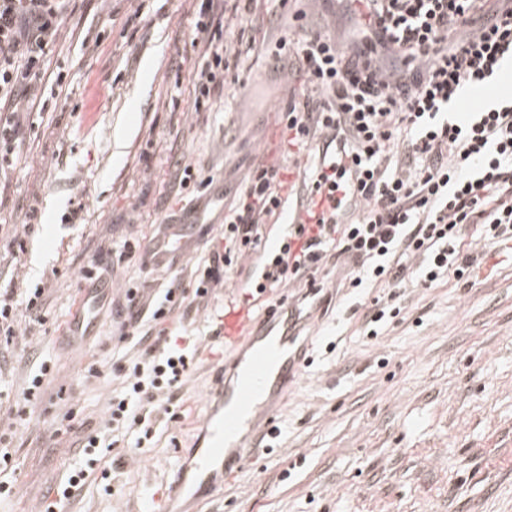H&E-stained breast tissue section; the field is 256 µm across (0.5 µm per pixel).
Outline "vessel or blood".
Listing matches in <instances>:
<instances>
[{"mask_svg":"<svg viewBox=\"0 0 512 512\" xmlns=\"http://www.w3.org/2000/svg\"><path fill=\"white\" fill-rule=\"evenodd\" d=\"M217 322L223 344L238 349L233 376L225 378L223 369H216L201 419V445L188 466L178 470L156 512H186L182 502L196 488L215 495L227 468L243 466L254 448L275 438L274 404L304 358L301 322L287 302L265 307L250 295L243 304L226 303Z\"/></svg>","mask_w":512,"mask_h":512,"instance_id":"b4317fda","label":"vessel or blood"}]
</instances>
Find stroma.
<instances>
[{
    "mask_svg": "<svg viewBox=\"0 0 512 512\" xmlns=\"http://www.w3.org/2000/svg\"><path fill=\"white\" fill-rule=\"evenodd\" d=\"M338 0H254L256 28L246 39L287 32L296 10L340 27ZM189 0H72L62 40L46 64L47 79L64 74L57 105L33 107L23 133L25 168L0 185V225H22L37 208L39 226L12 262L0 238V289L49 282L48 321L35 343L16 345L0 360L12 399H20L36 358H56L54 379L18 431L12 450L14 485L0 512H44L56 487L81 461L71 432L98 429L125 358L112 354V304L121 285L147 294L177 280L193 283L186 266L207 255L223 231L222 204L181 193L174 157L238 190L280 147L287 92L258 96L269 58L251 51L212 110L193 109V70L202 50L192 41ZM100 35L99 44L86 35ZM152 69H144V61ZM84 221L65 223L73 208ZM185 212L203 218L187 242L172 243L165 270L143 255L115 263L117 285L104 297L93 336L69 335L84 293L81 270L101 245L126 235L148 246L165 220ZM466 281L393 288L399 317L378 336L361 326L378 291L335 289L319 295L284 288L302 311L308 358L277 407L280 437L255 449L242 471L226 475L207 512H512V241L477 247ZM180 345L202 350L181 397L180 417L155 426L151 448L122 449L112 482L89 475L65 512H151L166 496L184 454L199 437L213 385V354L232 356L215 342L216 322L186 319ZM77 415L70 432L58 418Z\"/></svg>",
    "mask_w": 512,
    "mask_h": 512,
    "instance_id": "1",
    "label": "stroma"
}]
</instances>
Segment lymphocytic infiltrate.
I'll return each mask as SVG.
<instances>
[{"instance_id": "obj_1", "label": "lymphocytic infiltrate", "mask_w": 512, "mask_h": 512, "mask_svg": "<svg viewBox=\"0 0 512 512\" xmlns=\"http://www.w3.org/2000/svg\"><path fill=\"white\" fill-rule=\"evenodd\" d=\"M214 0H194L193 36L205 48L194 73V108L211 109L238 68L250 13L231 7L215 18ZM359 41L346 44L308 27L267 43L281 74L302 80L282 120L280 162L257 165L224 216L223 247L193 267L194 289L167 288L149 308L124 291L121 339L140 348L101 432L77 437L85 453L111 452L117 435L149 445L153 413L173 405L197 350L170 339L168 321L204 310L230 271L260 250L261 228L296 197L300 224L275 257L273 287L315 288L330 266L349 283L429 288L464 280L475 261L461 246L478 225V242L512 240V97L458 118L465 89L486 85L512 62V0H344ZM70 0H0V174L20 169L24 116L47 94L46 58L65 25ZM314 157L292 183L281 172L301 152ZM45 283L0 292V345L47 322Z\"/></svg>"}]
</instances>
